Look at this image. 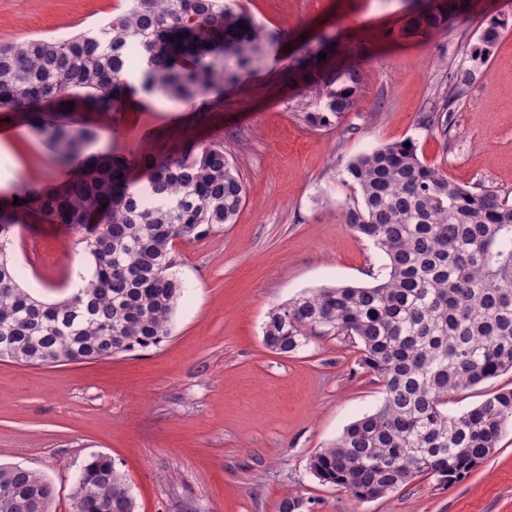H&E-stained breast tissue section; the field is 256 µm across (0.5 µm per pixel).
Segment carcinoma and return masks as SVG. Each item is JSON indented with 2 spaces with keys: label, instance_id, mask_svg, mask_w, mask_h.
Segmentation results:
<instances>
[{
  "label": "carcinoma",
  "instance_id": "carcinoma-1",
  "mask_svg": "<svg viewBox=\"0 0 512 512\" xmlns=\"http://www.w3.org/2000/svg\"><path fill=\"white\" fill-rule=\"evenodd\" d=\"M449 18L424 5L405 28L430 34ZM499 36L498 26L486 28L473 60L486 61ZM274 39L233 0H125L99 27L0 46V112L20 116L66 173L55 187L21 184L0 200L1 360H105L170 335L183 293L175 240L233 223L245 185L221 145L93 151L96 128L70 113L110 116L136 95L193 106L256 71ZM360 79L356 65L322 72L309 87L321 109L305 120L335 124ZM408 143L374 148L346 168L359 192L345 206L346 224L384 254L382 278L303 295L263 327L265 345L280 354L307 345L311 333L360 345L382 402L310 461L320 481L360 500L419 476L461 480L512 427V389L448 414V397L512 370V203L451 181ZM26 223L77 229L91 262L78 303L45 302L20 284L10 238ZM2 489L0 512H50L55 497L48 479L20 466L0 467ZM74 502L75 512H135L125 479L100 454L76 478Z\"/></svg>",
  "mask_w": 512,
  "mask_h": 512
}]
</instances>
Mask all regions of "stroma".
I'll return each mask as SVG.
<instances>
[{
	"label": "stroma",
	"mask_w": 512,
	"mask_h": 512,
	"mask_svg": "<svg viewBox=\"0 0 512 512\" xmlns=\"http://www.w3.org/2000/svg\"><path fill=\"white\" fill-rule=\"evenodd\" d=\"M277 39L260 69L232 91L189 108L157 96L129 102L120 124L94 115L100 144L145 148L211 143L231 154L246 187L234 223L178 242L185 292L159 346L88 363L0 361V466L43 474L53 512H73L74 480L94 454L111 457L137 512H512V429L494 455L443 486L420 476L357 500L319 481L311 456L382 398L357 344L311 336L281 355L262 342L269 312L312 289L366 286L384 263L344 218L354 196L346 166L406 138L455 183L512 202V0H451L453 20L428 36L405 32L413 0H238ZM123 0H0V45L66 37L104 23ZM505 28L482 74H452L491 22ZM325 60H318V53ZM361 66L351 112L328 128L304 115L301 90L320 68ZM452 114L448 131L426 127ZM37 187L63 181L52 155L0 112V176ZM65 224H21L14 259L23 287L52 302L91 264Z\"/></svg>",
	"instance_id": "1"
}]
</instances>
